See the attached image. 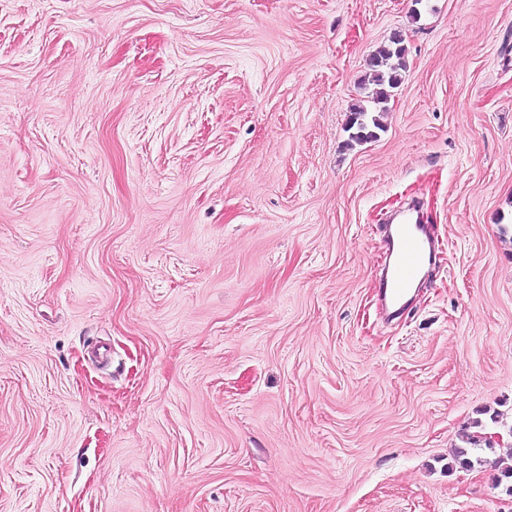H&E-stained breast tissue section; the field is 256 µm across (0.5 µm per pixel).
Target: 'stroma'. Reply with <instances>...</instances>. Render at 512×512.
<instances>
[{
	"label": "stroma",
	"instance_id": "stroma-1",
	"mask_svg": "<svg viewBox=\"0 0 512 512\" xmlns=\"http://www.w3.org/2000/svg\"><path fill=\"white\" fill-rule=\"evenodd\" d=\"M510 450L512 0H0V512H512ZM407 69L406 49L402 39L393 37L390 44L380 47L371 56L368 71L358 83L361 98L350 108L346 131L349 132L348 145L363 144L377 138L382 131L379 116L374 115L376 105L385 104L402 83ZM372 103L375 107L367 106ZM383 243L387 257L377 293L388 315L395 317L410 301L409 288L433 264L437 246L416 204L402 211L395 224H386ZM474 428L476 431L473 432H463L461 435V442L464 444L462 447H457L454 453V459L450 467L454 465H459L463 469H472L475 467V464H481V459L477 455V450L481 449V443L484 442L486 447H490L489 442L485 439L484 435L487 433H498V432H485L489 430L490 427L486 422H483L481 419H477L474 421ZM483 435V436H481Z\"/></svg>",
	"mask_w": 512,
	"mask_h": 512
}]
</instances>
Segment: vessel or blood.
Listing matches in <instances>:
<instances>
[{"instance_id": "vessel-or-blood-1", "label": "vessel or blood", "mask_w": 512, "mask_h": 512, "mask_svg": "<svg viewBox=\"0 0 512 512\" xmlns=\"http://www.w3.org/2000/svg\"><path fill=\"white\" fill-rule=\"evenodd\" d=\"M386 262L378 284V299L389 316L400 314L409 302L408 290L430 267L436 241L417 205H409L384 231Z\"/></svg>"}]
</instances>
